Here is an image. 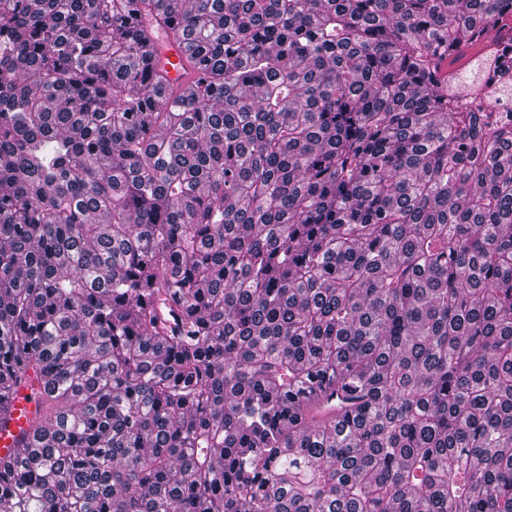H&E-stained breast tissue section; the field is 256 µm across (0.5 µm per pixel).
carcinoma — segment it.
<instances>
[{
	"instance_id": "cac0c4a2",
	"label": "carcinoma",
	"mask_w": 512,
	"mask_h": 512,
	"mask_svg": "<svg viewBox=\"0 0 512 512\" xmlns=\"http://www.w3.org/2000/svg\"><path fill=\"white\" fill-rule=\"evenodd\" d=\"M509 5L0 0V512H512ZM156 45L157 54L151 60V66L166 71L170 88L184 87L194 77V73L186 61V48L182 38L175 35L170 29L161 27L157 29L156 36H152ZM46 390L44 379L29 370L24 376V383L14 387L8 399L10 420L5 428L0 425V458L16 456L22 449L20 439L25 432L28 444L35 425L46 412Z\"/></svg>"
}]
</instances>
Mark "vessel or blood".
I'll list each match as a JSON object with an SVG mask.
<instances>
[{
  "mask_svg": "<svg viewBox=\"0 0 512 512\" xmlns=\"http://www.w3.org/2000/svg\"><path fill=\"white\" fill-rule=\"evenodd\" d=\"M157 52L151 60L153 68L165 71L170 87L187 85L194 73L186 61V48L182 38L170 29H157L152 38ZM46 390L43 378L27 372L21 385L14 387L8 399L10 419L0 428V458L16 456L21 449L22 435L32 434L35 425L46 411Z\"/></svg>",
  "mask_w": 512,
  "mask_h": 512,
  "instance_id": "b4317fda",
  "label": "vessel or blood"
}]
</instances>
